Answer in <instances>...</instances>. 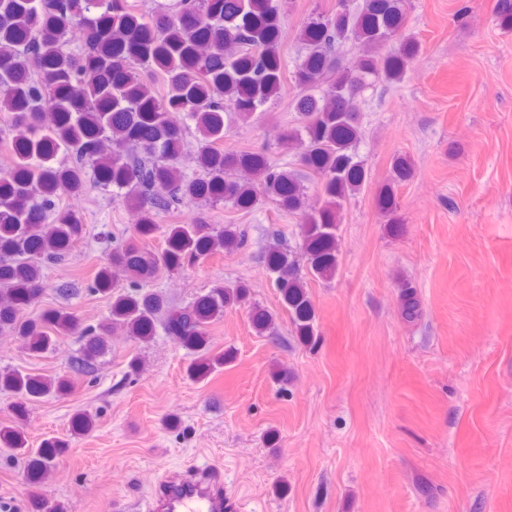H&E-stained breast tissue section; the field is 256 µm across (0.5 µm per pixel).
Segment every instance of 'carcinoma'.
<instances>
[{"mask_svg":"<svg viewBox=\"0 0 512 512\" xmlns=\"http://www.w3.org/2000/svg\"><path fill=\"white\" fill-rule=\"evenodd\" d=\"M182 9L158 8L146 15L127 0H0V112L15 153L14 168L0 175V329L7 328L26 350L43 353L66 336L79 348L69 376L44 377L0 370V391L25 404L61 397L74 377L95 372L121 328L142 342L167 320L173 341L191 353L187 375L205 381L232 359L215 353L208 325L224 311L246 304L244 282L219 285L184 311H173L161 294L140 288H111L114 273L142 280L158 271H182L200 259L245 246L234 224H212L205 211L186 224H161L159 216L180 204L230 203L254 208L260 194L299 217L302 255L319 277L338 266V224L347 202L362 188L366 173L356 146L362 136L358 95L375 82L400 83L417 57L419 45L402 38L407 0H362L357 10L336 0V10L311 18L299 33L303 55L293 77L300 89L294 100L297 124L281 135L294 152L295 168L278 167L261 151L223 153L225 121L246 120L277 97L286 66L279 52L283 39V0H181ZM499 26L512 31V0H498ZM79 42L82 54L66 46ZM359 47L356 65H342L344 48ZM161 73L167 83L156 97L140 73ZM195 129L192 159L201 175L183 173L185 135ZM70 155L65 168L54 165L59 151ZM404 157L392 161L388 182L377 197L388 214L396 209L393 186L409 178ZM112 189V198L138 207L135 234L112 251L99 269L93 292H112L110 315L83 325L64 307L46 310L40 319L20 321L18 310L45 288L43 264L64 259L82 237L84 224L55 199L80 192L87 177ZM315 178L319 198L309 201L304 180ZM164 238L159 253L142 241ZM267 269L275 275L298 339L319 343L315 311L297 264L287 251L271 247ZM402 319L422 315V302L409 281L398 285ZM256 334H276L273 316L250 307ZM0 447L26 459L35 512H60L47 495L46 480L65 443L29 447L25 434L0 425Z\"/></svg>","mask_w":512,"mask_h":512,"instance_id":"obj_1","label":"carcinoma"}]
</instances>
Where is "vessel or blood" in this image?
<instances>
[{
	"instance_id": "obj_1",
	"label": "vessel or blood",
	"mask_w": 512,
	"mask_h": 512,
	"mask_svg": "<svg viewBox=\"0 0 512 512\" xmlns=\"http://www.w3.org/2000/svg\"><path fill=\"white\" fill-rule=\"evenodd\" d=\"M220 467H197L162 479L148 501V512H232Z\"/></svg>"
}]
</instances>
